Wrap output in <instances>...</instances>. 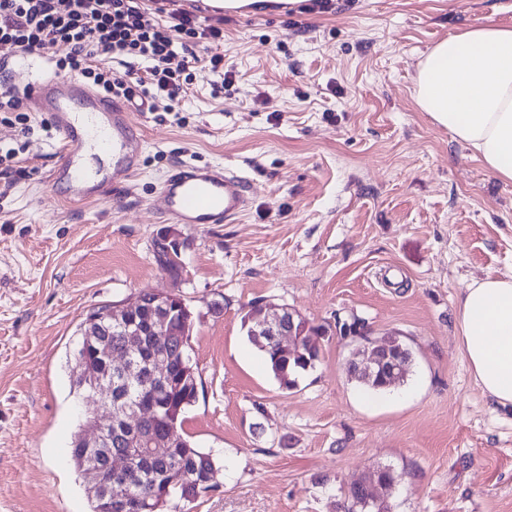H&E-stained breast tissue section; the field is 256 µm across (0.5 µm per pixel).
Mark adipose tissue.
<instances>
[{
    "label": "adipose tissue",
    "instance_id": "adipose-tissue-1",
    "mask_svg": "<svg viewBox=\"0 0 512 512\" xmlns=\"http://www.w3.org/2000/svg\"><path fill=\"white\" fill-rule=\"evenodd\" d=\"M415 103L512 182V26L477 23L418 63ZM464 356L485 393L512 406V276L470 285L458 310Z\"/></svg>",
    "mask_w": 512,
    "mask_h": 512
}]
</instances>
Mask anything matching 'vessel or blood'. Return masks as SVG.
Returning a JSON list of instances; mask_svg holds the SVG:
<instances>
[{
  "instance_id": "1",
  "label": "vessel or blood",
  "mask_w": 512,
  "mask_h": 512,
  "mask_svg": "<svg viewBox=\"0 0 512 512\" xmlns=\"http://www.w3.org/2000/svg\"><path fill=\"white\" fill-rule=\"evenodd\" d=\"M25 101L47 116L59 136L60 157L49 172L70 204L97 201L127 184L139 169L142 136L131 109L113 102L74 77L30 81ZM245 177L224 168L185 163L162 183L167 217L181 224H227L249 203Z\"/></svg>"
}]
</instances>
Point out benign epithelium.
Instances as JSON below:
<instances>
[{"instance_id":"7a95c632","label":"benign epithelium","mask_w":512,"mask_h":512,"mask_svg":"<svg viewBox=\"0 0 512 512\" xmlns=\"http://www.w3.org/2000/svg\"><path fill=\"white\" fill-rule=\"evenodd\" d=\"M151 296L156 303V306L151 308L152 332L168 347L184 349L186 341L173 326V319L178 311V308L172 305L174 298L166 292H153ZM142 304L143 298L136 295L119 305L114 309V313L106 318H90L87 321L86 344L101 365V370L93 373L91 377L92 390L101 396L103 405L113 407L111 420L103 422L98 417L93 418L81 439L86 452L93 448L106 449L105 462L100 464L93 460L89 470L91 485L103 496L111 494L112 488L102 486V468L129 474L138 462L149 457L152 447L171 443L175 438V428L171 427L162 439L155 436L143 437L137 442L130 443L129 447L121 452H112V427L118 423L120 407L119 402L112 401V377H136L130 354L139 351L141 346L142 330L133 319L136 318ZM251 320L252 335L260 340L268 336L273 337L279 355L288 357L299 353L301 331L303 327L309 325L308 320L299 311L287 305L270 308L262 305L253 312ZM114 327L120 329L124 336L125 351L122 353L112 349V343L107 340V337L112 335ZM359 351L358 358L347 363L348 373L353 377L375 376L389 384L399 379L406 369L405 357L402 351L395 347L391 338H371L359 347ZM167 362L166 352L152 354L146 360L147 376L155 378L166 374ZM393 485L394 482L387 481L380 469L375 470L370 479L357 481V488L366 501H380L377 489L390 488Z\"/></svg>"}]
</instances>
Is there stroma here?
Segmentation results:
<instances>
[{
    "instance_id": "35a3bbf8",
    "label": "stroma",
    "mask_w": 512,
    "mask_h": 512,
    "mask_svg": "<svg viewBox=\"0 0 512 512\" xmlns=\"http://www.w3.org/2000/svg\"><path fill=\"white\" fill-rule=\"evenodd\" d=\"M512 26V0H293L225 17L224 70L195 73L171 112H136L131 186L67 206L47 178L59 141L0 123V512H91L69 460L88 415L69 361L94 308L142 291L194 314L198 394L180 433L218 458L217 488L184 512H343L352 483L390 468L389 512H512V408L463 356L466 288L512 276V183L413 98L419 59L477 23ZM228 168L250 205L230 224H175L160 185L180 162ZM173 240L183 271L154 258ZM288 305L324 326L319 358L280 386L243 318ZM402 333L404 384L364 392L357 334Z\"/></svg>"
}]
</instances>
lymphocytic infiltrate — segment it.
<instances>
[{
    "instance_id": "1",
    "label": "lymphocytic infiltrate",
    "mask_w": 512,
    "mask_h": 512,
    "mask_svg": "<svg viewBox=\"0 0 512 512\" xmlns=\"http://www.w3.org/2000/svg\"><path fill=\"white\" fill-rule=\"evenodd\" d=\"M161 22L145 19L141 0H0V61L15 54L52 55L57 71L81 76L101 93L151 111L170 112L191 85L195 66L228 82L218 45L224 30L202 21L178 0L157 6ZM118 60L102 66L101 57ZM141 62L142 70L128 68Z\"/></svg>"
}]
</instances>
